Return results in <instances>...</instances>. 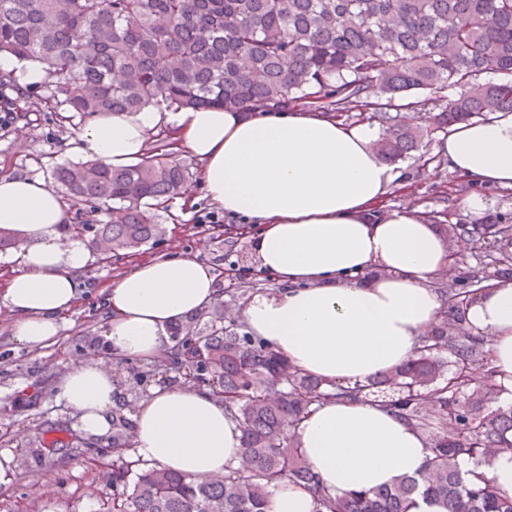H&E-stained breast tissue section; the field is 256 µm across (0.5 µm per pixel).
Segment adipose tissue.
Segmentation results:
<instances>
[{"instance_id":"obj_1","label":"adipose tissue","mask_w":512,"mask_h":512,"mask_svg":"<svg viewBox=\"0 0 512 512\" xmlns=\"http://www.w3.org/2000/svg\"><path fill=\"white\" fill-rule=\"evenodd\" d=\"M163 125L200 162L206 197L225 215L259 225L253 254L279 289L251 296L239 316L296 370L329 388L363 383L402 366L438 330L444 300L434 283L453 258L441 228L420 208L382 210L400 173L375 150L376 129L296 108L149 107L96 117L67 150L128 166L143 159ZM440 152L449 171L512 188V114L456 125ZM70 221L62 192L42 178L0 176V229L20 243L18 269L0 300L14 316L18 344L54 342L79 297L91 247L65 233ZM221 297L214 269L202 259L151 258L107 288L102 341L115 355L153 359L168 349L175 328ZM465 324L489 336L494 380L512 400V282L487 281ZM116 378V369L93 359L59 379L57 396L78 412L85 435L111 432ZM133 418L131 444L150 466L212 478L242 451L234 411L203 389L155 387ZM298 440L334 493L416 476L430 454L428 436L397 412L354 398L324 401L300 425Z\"/></svg>"}]
</instances>
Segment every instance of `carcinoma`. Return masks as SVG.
Instances as JSON below:
<instances>
[{"mask_svg":"<svg viewBox=\"0 0 512 512\" xmlns=\"http://www.w3.org/2000/svg\"><path fill=\"white\" fill-rule=\"evenodd\" d=\"M0 55L35 63L53 83L37 101L0 71V107L26 116L51 109L79 117L222 107L246 111L324 97L340 113L358 109L377 121L375 149L395 162L423 137L457 123L512 112V0H0ZM484 73L503 75L482 81ZM460 89L443 104L424 99L392 110L413 91ZM434 113L432 127L414 125ZM175 131L153 135L138 164L60 165L54 179L67 200L104 210L94 227L96 254H134L162 233L158 208L180 193L189 173L171 160ZM492 249L489 267L512 279V224L448 225ZM484 278L464 274L440 289V329L425 336L401 367L336 397L361 398L398 412L430 433V456L417 477L370 491L333 494L304 459L296 429L330 396L262 339L225 322L223 305L204 331L147 366L129 363L136 386L178 374L232 405L243 432L235 466L220 479H197L131 459L134 407L116 384L112 408V512H268L270 488L305 485L317 512H408L414 495L448 503L450 512H512L480 470L487 454L512 456V405L500 401L487 362V337L464 327L465 310ZM469 461L472 468L461 469Z\"/></svg>","mask_w":512,"mask_h":512,"instance_id":"carcinoma-1","label":"carcinoma"}]
</instances>
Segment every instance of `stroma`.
<instances>
[{"instance_id": "stroma-1", "label": "stroma", "mask_w": 512, "mask_h": 512, "mask_svg": "<svg viewBox=\"0 0 512 512\" xmlns=\"http://www.w3.org/2000/svg\"><path fill=\"white\" fill-rule=\"evenodd\" d=\"M81 118L59 123L51 112H32L27 119H11L0 127V175L27 174L51 180L54 167L77 162L65 143L85 127ZM443 133L432 135L419 150L399 160L400 181L384 204L388 208L421 207L433 224H512V189L483 187L440 164L438 147ZM485 200L481 213H471L465 201L472 192ZM199 196L194 206L181 198L168 201L159 212L163 233L131 256L111 262L92 259L73 311L65 314L63 330L54 344L27 349L11 337L13 316L0 302V449H12L16 479L0 486V512H110L112 508V439H80L76 447L59 448L42 456L33 452L43 437L69 439L77 414L57 399L54 386L74 365L91 358L104 359L100 326L105 319L104 288L139 261L161 254L198 257L217 271L235 268L250 293H269L275 280L253 263L250 235L214 236L198 222L199 211L210 210Z\"/></svg>"}]
</instances>
